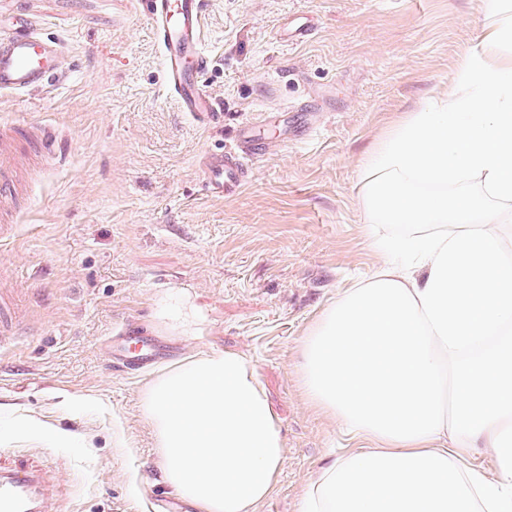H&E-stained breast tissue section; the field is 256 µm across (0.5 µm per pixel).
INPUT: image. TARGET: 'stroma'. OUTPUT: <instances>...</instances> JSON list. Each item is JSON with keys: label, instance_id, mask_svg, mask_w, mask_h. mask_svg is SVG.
Instances as JSON below:
<instances>
[{"label": "stroma", "instance_id": "1", "mask_svg": "<svg viewBox=\"0 0 512 512\" xmlns=\"http://www.w3.org/2000/svg\"><path fill=\"white\" fill-rule=\"evenodd\" d=\"M22 9L67 58L45 86L0 99V125L41 124L52 143L0 243V289L24 312L0 346V464L41 469L60 512H158L174 493L144 389L160 368L232 351L285 443L255 512H299L310 477L346 445L300 387L301 341L383 261L374 242L413 232L363 223V160L447 88L477 42L483 0H206L216 114L204 122L165 94L142 0H0V26ZM301 13L316 32L282 39ZM261 114V137L288 141L253 160L238 194L208 196L199 159L234 149L239 124ZM129 324L173 356L136 375L114 368L104 342ZM19 416L68 443L14 433Z\"/></svg>", "mask_w": 512, "mask_h": 512}]
</instances>
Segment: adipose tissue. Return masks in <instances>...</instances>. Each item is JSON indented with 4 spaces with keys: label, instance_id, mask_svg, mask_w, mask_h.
Here are the masks:
<instances>
[{
    "label": "adipose tissue",
    "instance_id": "ef3b65f1",
    "mask_svg": "<svg viewBox=\"0 0 512 512\" xmlns=\"http://www.w3.org/2000/svg\"><path fill=\"white\" fill-rule=\"evenodd\" d=\"M483 13L447 91L364 165L365 223L427 232L303 338V390L356 448L310 478L302 512H512V0ZM142 408L166 483L197 512H254L272 494L285 444L237 354L163 370Z\"/></svg>",
    "mask_w": 512,
    "mask_h": 512
}]
</instances>
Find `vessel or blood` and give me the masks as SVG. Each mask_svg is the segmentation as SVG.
<instances>
[{
    "mask_svg": "<svg viewBox=\"0 0 512 512\" xmlns=\"http://www.w3.org/2000/svg\"><path fill=\"white\" fill-rule=\"evenodd\" d=\"M146 14L164 59V89L183 111L198 120L211 119L214 103L204 85L211 59L204 49L201 29L205 0H143ZM66 51L20 18L12 28L0 29V94H19L43 87L62 66ZM41 143L46 133L29 124L23 130H0V239L13 226L9 219L22 197L17 163L18 136ZM268 141L259 138L253 124L242 126L234 150L203 157L201 169L206 194L233 195L246 185L253 158L265 154ZM166 346L142 331L128 329L113 337L109 357L114 366L133 371L149 369L166 357ZM46 479L26 462L0 467V512H50Z\"/></svg>",
    "mask_w": 512,
    "mask_h": 512,
    "instance_id": "1",
    "label": "vessel or blood"
}]
</instances>
